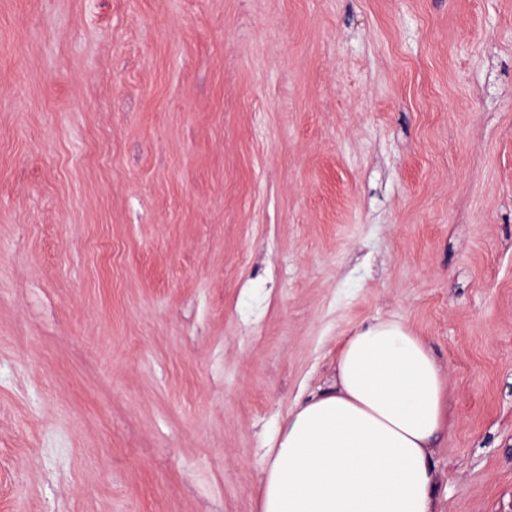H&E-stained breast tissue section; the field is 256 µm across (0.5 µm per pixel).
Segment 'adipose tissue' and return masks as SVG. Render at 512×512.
<instances>
[{
  "label": "adipose tissue",
  "instance_id": "1",
  "mask_svg": "<svg viewBox=\"0 0 512 512\" xmlns=\"http://www.w3.org/2000/svg\"><path fill=\"white\" fill-rule=\"evenodd\" d=\"M448 431L443 365L403 321L345 337L335 379L268 449L260 512H435L432 450Z\"/></svg>",
  "mask_w": 512,
  "mask_h": 512
}]
</instances>
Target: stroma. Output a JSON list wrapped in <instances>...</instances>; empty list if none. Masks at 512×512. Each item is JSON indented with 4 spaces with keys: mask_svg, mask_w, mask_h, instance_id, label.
Returning a JSON list of instances; mask_svg holds the SVG:
<instances>
[{
    "mask_svg": "<svg viewBox=\"0 0 512 512\" xmlns=\"http://www.w3.org/2000/svg\"><path fill=\"white\" fill-rule=\"evenodd\" d=\"M391 318L512 512V0H0V512H258Z\"/></svg>",
    "mask_w": 512,
    "mask_h": 512,
    "instance_id": "obj_1",
    "label": "stroma"
}]
</instances>
